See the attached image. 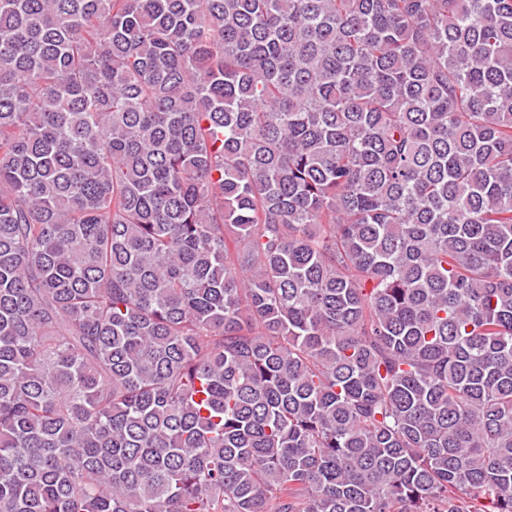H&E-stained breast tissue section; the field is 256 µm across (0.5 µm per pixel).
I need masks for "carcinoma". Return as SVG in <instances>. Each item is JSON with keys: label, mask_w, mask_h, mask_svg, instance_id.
I'll return each instance as SVG.
<instances>
[{"label": "carcinoma", "mask_w": 512, "mask_h": 512, "mask_svg": "<svg viewBox=\"0 0 512 512\" xmlns=\"http://www.w3.org/2000/svg\"><path fill=\"white\" fill-rule=\"evenodd\" d=\"M0 512H512V0H0Z\"/></svg>", "instance_id": "obj_1"}]
</instances>
